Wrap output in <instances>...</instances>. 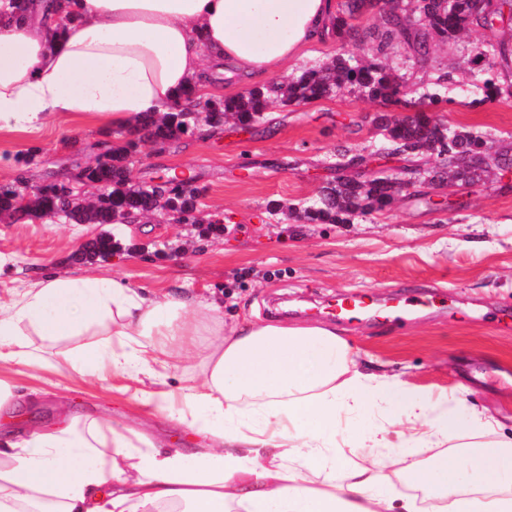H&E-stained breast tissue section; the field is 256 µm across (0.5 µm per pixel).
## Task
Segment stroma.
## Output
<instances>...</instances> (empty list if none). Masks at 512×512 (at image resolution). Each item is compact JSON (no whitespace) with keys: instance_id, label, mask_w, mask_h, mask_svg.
<instances>
[{"instance_id":"stroma-1","label":"stroma","mask_w":512,"mask_h":512,"mask_svg":"<svg viewBox=\"0 0 512 512\" xmlns=\"http://www.w3.org/2000/svg\"><path fill=\"white\" fill-rule=\"evenodd\" d=\"M489 37L473 29L433 42L423 63L389 50L386 63L405 92L402 104L346 88L305 104L271 103L264 122L245 136L203 123L161 147L139 143L128 158L133 181L189 169L202 190L199 218L222 216L223 233L203 238L194 225L160 215L118 227L0 215V255L10 259L0 271V307L11 306L46 273L121 278L158 299L180 291L191 302L215 301L228 327L245 317L273 321L267 304L281 298L289 308L305 309L302 323L335 327L361 371L400 377L447 402L459 418L491 417L495 424L484 440H511L512 177L491 174L478 188L449 181L418 195L406 191L389 211L349 224H308L297 212L334 179L338 147L372 154L375 117L405 112L427 88L439 87L446 98L438 110L443 121L490 135L496 146L512 145V71L498 69L502 93L493 100L476 102L467 91L473 49ZM339 52L335 39L318 41L274 76L248 85L225 79L209 95L235 97L252 85L289 80ZM124 139L122 130L95 117L68 113L32 129L0 131V186L21 181L33 187L77 172ZM272 201L284 204V212L270 215ZM107 232L120 239L122 251L105 261H80L85 246ZM405 285L429 288L442 302L402 327L372 314L350 322L324 315L344 296L387 298ZM47 357L49 366L36 371L0 362V377L12 381L17 401L8 424L14 439L26 438L30 425L50 428L77 415L146 429L165 448L194 447L190 430L149 418L140 401L146 391L188 386V363L168 358L153 379L120 372L83 379L54 368L55 351Z\"/></svg>"}]
</instances>
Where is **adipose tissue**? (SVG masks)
<instances>
[{
	"instance_id": "obj_1",
	"label": "adipose tissue",
	"mask_w": 512,
	"mask_h": 512,
	"mask_svg": "<svg viewBox=\"0 0 512 512\" xmlns=\"http://www.w3.org/2000/svg\"><path fill=\"white\" fill-rule=\"evenodd\" d=\"M334 14L333 0H62L20 21L0 0V130L60 112L132 129L180 90L276 72ZM184 307L116 279L45 276L0 313L3 363L45 366L41 344L67 340L63 362L82 375L105 361L150 376L159 357L192 360L199 382L147 405L203 439L186 453L103 420L33 431L0 447V512H415L391 495L385 459L397 446L439 447L457 425L447 405L351 370L332 328L245 320L228 331L216 305L197 303L193 321ZM202 324L204 347L193 340ZM100 332L105 342H77ZM369 404L397 406L406 431L394 440L346 422ZM346 445L358 461L343 459ZM312 471L321 487L309 486ZM404 481L453 512H512V444L476 443L464 465H414Z\"/></svg>"
}]
</instances>
